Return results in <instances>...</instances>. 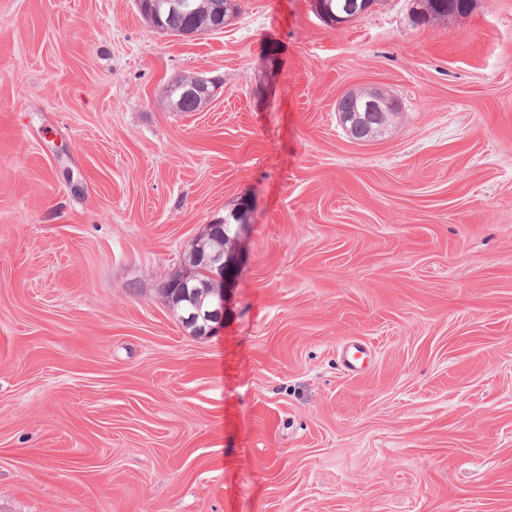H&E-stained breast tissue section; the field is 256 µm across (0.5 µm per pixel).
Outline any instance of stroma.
<instances>
[{
    "label": "stroma",
    "mask_w": 512,
    "mask_h": 512,
    "mask_svg": "<svg viewBox=\"0 0 512 512\" xmlns=\"http://www.w3.org/2000/svg\"><path fill=\"white\" fill-rule=\"evenodd\" d=\"M414 7L0 0V512H512V0ZM243 203L195 335L162 288ZM137 9L152 22L166 11H182L190 7L187 0H136ZM193 5V10L188 13L175 12L173 14L165 15L162 18L161 26L170 31L172 35H177L178 32L187 28H194L204 32L214 31L215 24L213 20L214 8L216 5H224L218 8V13L215 16L216 23L224 26V20L230 15L236 16L239 13V8L234 7L232 1L237 0H189ZM329 2L330 7L333 11L338 12L340 6L346 0H325ZM377 3L375 0H349L346 2L344 8L347 11V15H336L330 7L323 0H314V11L320 19H322L327 25L334 26L336 28H342L357 19L364 13H366L372 5ZM423 7L417 12L419 23H428L433 19L448 17V15H463L468 12L470 0H423L419 2ZM183 80L184 78L176 80L167 87L168 101L174 112L199 111L206 102L196 96H203L206 99L215 97L221 87L220 82L217 80L199 74L182 84L185 95L179 87ZM387 108H396L394 99L385 98L378 93L371 94L364 99V112H372L370 115L364 117L363 121L356 125H350L349 136L356 140H364L372 133L373 129L387 124L390 120V117L395 114H389L386 116L385 120H381L380 113L384 112ZM378 111V112H375Z\"/></svg>",
    "instance_id": "1"
}]
</instances>
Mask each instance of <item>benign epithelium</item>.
<instances>
[{"label": "benign epithelium", "instance_id": "7a95c632", "mask_svg": "<svg viewBox=\"0 0 512 512\" xmlns=\"http://www.w3.org/2000/svg\"><path fill=\"white\" fill-rule=\"evenodd\" d=\"M314 11L326 24L342 28L366 13L375 0H347V14L333 12L324 0H313ZM137 9L150 20L158 19L165 12L182 11L190 7L188 0H136ZM220 82L201 74L182 84L184 93L206 99L216 96ZM396 108L394 99L378 93L364 99V111L383 112ZM249 224L248 212L241 209L206 225L204 238L197 241L191 251L189 267L185 272L167 282L166 296L180 310L183 324L198 335H207L224 323V283L228 270L232 269L233 254L245 226ZM208 268L209 282L196 283V267Z\"/></svg>", "mask_w": 512, "mask_h": 512}]
</instances>
